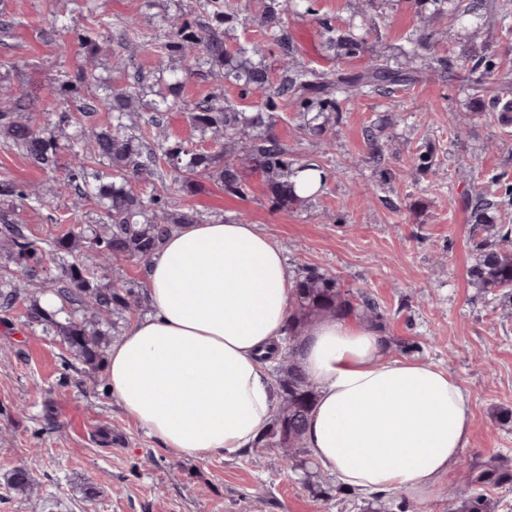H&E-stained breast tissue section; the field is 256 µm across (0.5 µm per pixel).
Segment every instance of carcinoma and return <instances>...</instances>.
Returning a JSON list of instances; mask_svg holds the SVG:
<instances>
[{
  "label": "carcinoma",
  "mask_w": 512,
  "mask_h": 512,
  "mask_svg": "<svg viewBox=\"0 0 512 512\" xmlns=\"http://www.w3.org/2000/svg\"><path fill=\"white\" fill-rule=\"evenodd\" d=\"M296 2L270 0L260 16L267 44L279 49L283 56L277 81L264 63L263 48L234 46L226 40V28L239 21L238 9L227 0H195L190 17L170 24L166 40L158 43L157 48L181 60L183 68L168 80L161 76L150 80L133 74L123 86L112 88L110 95L88 98L82 93L87 71L61 72L54 88L56 96L77 100V112L84 117L97 112L111 115L104 128H81L76 142L68 145L73 160L65 168L60 166L61 146L56 131L75 120L72 113H60L53 126H38L30 116L31 101L24 95L0 109V136L41 169L62 172L54 178L49 192L68 193L79 200L93 199L102 209L98 228L87 231L74 224L64 235L45 245L31 239L22 225L11 223L5 216L0 218V250L7 260L0 265L1 310L7 311L27 300L29 284L50 281L49 292L62 301V307L49 310L32 300L27 306L28 321L60 337L67 350L81 358L87 369L97 370L104 336L99 325L112 315L132 311L137 304L134 291L112 274V263L145 262L173 232L186 224L203 222L194 210L172 212L165 208L163 196L155 186L162 166L173 171V181L180 192H193L199 177H215L225 193L243 197L246 184L240 165L249 163L263 177L273 205L285 208L300 204L305 197L297 194L294 177L300 171L323 172L325 168L314 160L297 158L279 138L276 124L283 107L297 112L303 120V133L325 136L357 96L406 86L418 70L448 68V58L438 55L423 36L408 40L404 67L397 60L375 53L365 39L341 31L332 18L323 16L317 18V23L326 48L340 55L369 52L371 64L364 72L353 75L290 64L284 15L294 11ZM459 17L470 18L476 29L493 19L512 30V11L507 5L498 6L490 0H469ZM136 35V20L132 18L112 32L110 44H100V36L91 32L81 36L79 42L92 53L112 48L116 64L122 65L126 53L136 45ZM205 65L209 66L207 72L212 74L217 69L220 77L233 80L243 95L259 96L260 108L255 112L238 110L224 104V96L217 94L186 103L181 90L190 78L207 73L203 70ZM465 66L475 88L493 87L491 111H498L502 104H512V76L499 70L492 55H474L465 60ZM177 111L186 113L194 130L209 136L214 150H201L185 141H169L164 134V121L168 113ZM139 112L148 113L147 122L153 130L150 143L143 140L133 121ZM86 158L108 162L112 173L89 171ZM137 186H148L150 190L137 192ZM48 191L32 193L34 203L43 205ZM472 202V224L486 232L492 230L494 223L488 212L497 207V202L488 199L481 190L474 191ZM495 236V241L486 238L480 242L478 258L470 270L471 285L485 293L512 288V247L508 246L512 229L498 230ZM51 263L57 265L58 273L49 280L45 273ZM103 280L107 284H101ZM354 310L374 320L381 318L368 296L352 298L325 272L308 269L294 280L286 336L288 364L280 366L276 377L281 403L258 439L263 446L282 448L289 459L307 453L304 432L317 394L297 359L298 345L318 320ZM62 313L67 314L63 323L58 320ZM509 481L512 472L506 458L491 457L471 467L467 489L450 496L448 512H492L488 487ZM9 485L28 493L35 483L26 468L18 467L12 471Z\"/></svg>",
  "instance_id": "carcinoma-1"
}]
</instances>
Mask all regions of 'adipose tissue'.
<instances>
[{
  "mask_svg": "<svg viewBox=\"0 0 512 512\" xmlns=\"http://www.w3.org/2000/svg\"><path fill=\"white\" fill-rule=\"evenodd\" d=\"M154 311L133 321L106 366L109 392L163 448L233 455L266 428L277 392L263 355L287 336L293 285L256 225H184L147 262ZM299 362L318 387L310 457L346 487L428 494L470 440L468 399L448 371L388 357L367 323L326 318Z\"/></svg>",
  "mask_w": 512,
  "mask_h": 512,
  "instance_id": "1",
  "label": "adipose tissue"
}]
</instances>
